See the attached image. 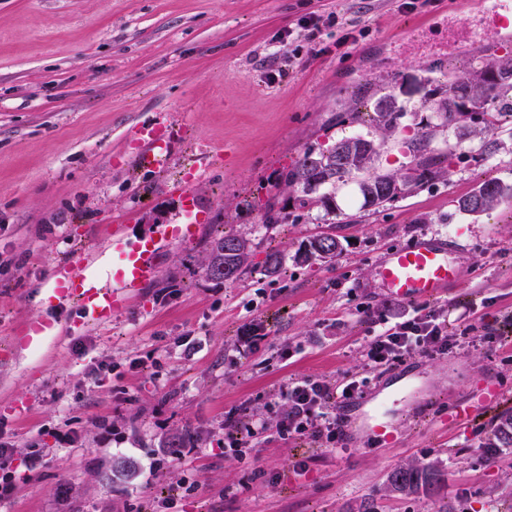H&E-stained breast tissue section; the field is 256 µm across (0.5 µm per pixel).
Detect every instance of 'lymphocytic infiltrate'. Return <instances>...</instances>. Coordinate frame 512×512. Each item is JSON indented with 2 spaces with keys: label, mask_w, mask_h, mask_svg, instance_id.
I'll return each instance as SVG.
<instances>
[{
  "label": "lymphocytic infiltrate",
  "mask_w": 512,
  "mask_h": 512,
  "mask_svg": "<svg viewBox=\"0 0 512 512\" xmlns=\"http://www.w3.org/2000/svg\"><path fill=\"white\" fill-rule=\"evenodd\" d=\"M468 336L449 335L440 312L423 306L405 313L397 321H380L377 330L364 345L362 357L368 369L393 368L414 355H440L453 347L478 346L495 334L493 324L475 317ZM366 381L348 373L336 383L312 379L291 380L281 384L270 400L280 414L277 420L256 413L243 404L228 413L224 421V445L237 450L241 435L259 441L297 437L311 440L327 449L335 448L343 418L334 410L336 403L363 397Z\"/></svg>",
  "instance_id": "lymphocytic-infiltrate-1"
}]
</instances>
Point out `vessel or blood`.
Returning a JSON list of instances; mask_svg holds the SVG:
<instances>
[{
    "instance_id": "vessel-or-blood-1",
    "label": "vessel or blood",
    "mask_w": 512,
    "mask_h": 512,
    "mask_svg": "<svg viewBox=\"0 0 512 512\" xmlns=\"http://www.w3.org/2000/svg\"><path fill=\"white\" fill-rule=\"evenodd\" d=\"M484 13L495 29L512 28V7L506 0H485ZM135 135L150 148L161 149L169 130L148 122L141 124ZM195 187L194 181L187 180L176 188L179 223L160 225L154 234L132 239L124 233L123 220H116L106 247L94 260L79 255L56 266L54 298L75 302L85 319L99 324L111 321L114 315L126 309L139 289L157 279L163 245L187 244L196 238L202 217ZM452 252L447 240L432 237H421L396 248L387 253L378 266L381 286L388 295L399 299L435 298L460 277ZM495 398L496 390L490 387L478 401L451 405L448 423L453 425L479 415ZM367 435L371 441L386 447L400 440L398 429L381 419L368 428Z\"/></svg>"
}]
</instances>
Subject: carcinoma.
I'll return each instance as SVG.
<instances>
[{
	"label": "carcinoma",
	"instance_id": "carcinoma-1",
	"mask_svg": "<svg viewBox=\"0 0 512 512\" xmlns=\"http://www.w3.org/2000/svg\"><path fill=\"white\" fill-rule=\"evenodd\" d=\"M512 70V59L492 58L476 67L448 75V89L442 91V100L448 102V111L440 113L442 123L463 139L470 135L465 110L482 114L486 127L496 125L497 116L509 111L512 116V80L505 81L501 70ZM374 121L386 130L394 128L404 115L396 97L386 94L375 100ZM431 144V131L423 132L410 144L415 163L398 179L389 174L370 172L377 145L362 135L336 142L326 152L314 154L306 151L285 175L288 186L301 193L303 207L319 205L326 214L336 212V184L360 173H367L358 182L361 206L379 207L395 200L404 190L433 180L438 173L436 157L425 152ZM325 188L327 192L314 198L312 193ZM512 197V185L498 181H485L469 195L457 201V208L473 214L492 209L504 197ZM341 250L340 240L331 234L310 242V254L316 259H331ZM251 243L236 235L227 234L211 242L204 262V272L212 280L224 282L239 278L250 261ZM489 448L512 447V414L500 417L488 438ZM445 482V473L436 463L422 466L400 467L388 476L390 492L402 496L419 493L436 495Z\"/></svg>",
	"mask_w": 512,
	"mask_h": 512
}]
</instances>
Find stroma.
I'll return each instance as SVG.
<instances>
[{
    "label": "stroma",
    "mask_w": 512,
    "mask_h": 512,
    "mask_svg": "<svg viewBox=\"0 0 512 512\" xmlns=\"http://www.w3.org/2000/svg\"><path fill=\"white\" fill-rule=\"evenodd\" d=\"M321 30L308 39L306 20ZM466 23L474 39L449 34ZM493 34L478 6L458 16L453 0H0V440L19 471L0 512H506L512 504V447L484 448L498 416L512 411V323L480 347L416 355L371 378L366 400L340 407L347 419L373 416L387 396V421L401 429L384 448L357 433L335 451L308 439L263 444L253 461L224 448V417L242 403L264 412L286 378L332 381L362 369L372 320L416 309L377 281L390 250L427 236L461 252L459 280L432 306L463 336L473 318L512 307V198L469 215L457 201L480 183L512 185V117L482 153V121L458 139L439 127L424 92L383 134L371 105L386 78L445 86L448 73L492 55ZM170 122L176 134L163 174L140 168L132 135L142 122ZM434 129L447 153L439 175L379 209H364L357 183L336 188V218L299 208L284 175L307 150L344 137L379 143L372 168L403 174L409 142ZM209 151L196 188L207 220L188 245L162 247L159 277L111 322L80 325L75 305L39 299L51 269L102 246L113 214L129 212L130 238L178 219L174 187ZM287 223L264 224L269 200ZM66 232H59V225ZM251 240L248 270L217 282L203 272L212 239ZM333 234L332 262L303 261L316 236ZM279 253L278 275H266ZM270 336L242 349L252 317ZM58 330L31 347L28 326ZM106 365L93 380L91 371ZM497 398L488 412L455 427L450 405ZM191 431L197 453L181 457L175 435ZM41 461L28 471L31 451ZM167 458L152 469L153 456ZM312 457L297 476L295 461ZM435 462L446 474L439 496L399 497L389 473ZM199 484L188 493L185 476ZM243 486L236 499L225 487Z\"/></svg>",
    "instance_id": "stroma-1"
}]
</instances>
